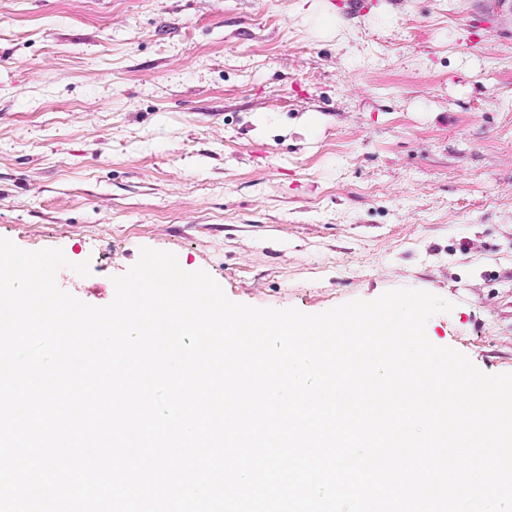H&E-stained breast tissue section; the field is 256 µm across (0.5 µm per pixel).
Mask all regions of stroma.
<instances>
[{"mask_svg": "<svg viewBox=\"0 0 512 512\" xmlns=\"http://www.w3.org/2000/svg\"><path fill=\"white\" fill-rule=\"evenodd\" d=\"M345 2L0 0V237L93 306L144 247L255 307L428 291L512 373V0Z\"/></svg>", "mask_w": 512, "mask_h": 512, "instance_id": "obj_1", "label": "stroma"}]
</instances>
